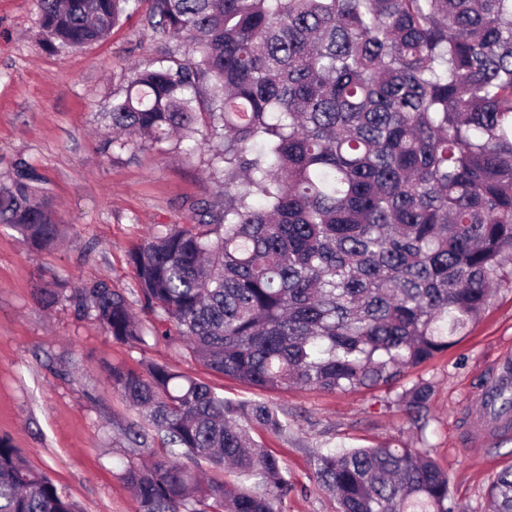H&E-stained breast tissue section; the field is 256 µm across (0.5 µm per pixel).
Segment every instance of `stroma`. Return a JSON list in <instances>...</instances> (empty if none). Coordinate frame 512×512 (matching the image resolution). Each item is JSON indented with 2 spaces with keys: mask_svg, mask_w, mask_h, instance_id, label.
I'll return each instance as SVG.
<instances>
[{
  "mask_svg": "<svg viewBox=\"0 0 512 512\" xmlns=\"http://www.w3.org/2000/svg\"><path fill=\"white\" fill-rule=\"evenodd\" d=\"M160 48L138 15L104 41L57 53L40 40L33 0H0V186L10 185L15 162L30 164L62 230L57 246L34 251L0 224V438L21 448L80 512H137L121 479L124 466L140 460L128 440L137 414L113 390L108 369L151 359L224 397L266 398L287 415V436L253 433L288 465L296 490L284 512L336 510L312 477V450L379 445L426 447L449 476L458 512H485L491 477L512 465V438L480 445L466 428L483 412L479 390L493 361L512 347V288L498 289L447 352L406 369L402 386L433 385L421 432L395 404L396 389L262 394L206 370L180 338L139 348L115 342L70 301L74 286L106 280L138 304L128 251L163 225L192 223L198 203L214 197L205 151L171 141L134 154L103 150L102 105L123 86L128 65L146 64ZM46 283L60 294L48 310L35 300Z\"/></svg>",
  "mask_w": 512,
  "mask_h": 512,
  "instance_id": "1",
  "label": "stroma"
}]
</instances>
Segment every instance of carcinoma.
Listing matches in <instances>:
<instances>
[{
  "label": "carcinoma",
  "instance_id": "cac0c4a2",
  "mask_svg": "<svg viewBox=\"0 0 512 512\" xmlns=\"http://www.w3.org/2000/svg\"><path fill=\"white\" fill-rule=\"evenodd\" d=\"M43 43L79 49L145 13L184 44L127 67L103 113L140 148L211 143L222 205L131 249L139 318L105 281L70 299L118 343L182 338L208 370L259 391L390 386L448 350L512 285V0H35ZM40 176L15 166L0 224L34 248L60 225ZM148 460L122 473L138 512H283L295 486L250 430L288 419L145 361L116 365ZM432 387L397 395L427 419ZM512 418V387L496 393ZM160 441L162 451L152 448ZM205 462L222 477L201 478ZM337 512H454L425 449L314 452ZM0 512H80L0 439ZM512 512V467L487 488Z\"/></svg>",
  "mask_w": 512,
  "mask_h": 512
}]
</instances>
